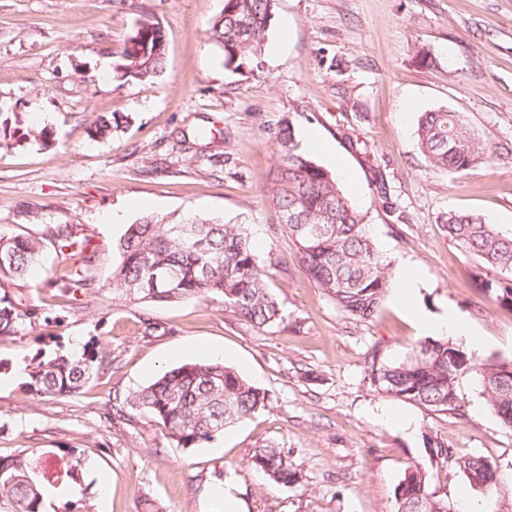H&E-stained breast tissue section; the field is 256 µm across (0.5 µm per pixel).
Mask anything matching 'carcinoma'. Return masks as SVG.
<instances>
[{
	"label": "carcinoma",
	"mask_w": 512,
	"mask_h": 512,
	"mask_svg": "<svg viewBox=\"0 0 512 512\" xmlns=\"http://www.w3.org/2000/svg\"><path fill=\"white\" fill-rule=\"evenodd\" d=\"M275 0H224L221 13L210 21L212 40L226 66L252 63L264 51ZM128 42L144 50L134 60L127 47L115 72L128 81H151L163 69L166 38L160 23L137 22ZM418 145L429 167L461 171L489 154L487 145L471 132L463 117L444 109L425 112L418 128ZM268 198L282 217L276 230L292 238L305 278L327 294L343 312L358 319L378 314L392 281V265L376 250L363 215L344 194L335 175L318 165L293 134L279 136L278 157L269 177ZM296 222L288 223V214ZM448 237L482 267L512 274V233L505 234L481 217L448 211L440 217ZM50 238L71 262L63 295L75 293L92 280L90 240L74 224L50 228ZM120 262L112 274V294L131 303L165 305L195 295L222 298L258 328L283 320L282 310L266 284V269L251 247L246 224H225L196 217L147 215L128 225L116 245ZM43 240L35 236L0 234V341L16 335L42 316L43 308L23 300L15 289L39 263ZM112 364L104 343L86 345L80 356L58 354L34 364L24 386L38 397H65L77 392L93 375ZM474 373L501 423L512 429V362L467 353L450 339H426L402 362H389L373 351L369 380L375 390L393 399L433 411L458 413L461 377ZM268 392L242 378L222 360L188 362L173 367L150 384L112 404L119 419L134 413L157 421L182 448H200L224 433L226 426L247 420L269 406ZM471 471L470 484L487 489L499 481L497 469L480 456L456 459ZM249 464L282 485L296 484L301 474L281 448L254 449ZM81 459L47 479L51 485L77 482ZM40 455L23 451L0 459V498L13 512H43L35 481ZM397 512H448V501L430 490L425 470L410 466L397 489Z\"/></svg>",
	"instance_id": "cac0c4a2"
}]
</instances>
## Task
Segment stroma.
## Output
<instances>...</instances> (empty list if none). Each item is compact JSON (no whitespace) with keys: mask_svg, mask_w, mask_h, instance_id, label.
<instances>
[{"mask_svg":"<svg viewBox=\"0 0 512 512\" xmlns=\"http://www.w3.org/2000/svg\"><path fill=\"white\" fill-rule=\"evenodd\" d=\"M224 0H0V111L26 137L0 149V233L44 238L40 265L18 293L44 318L0 342V457L24 449L79 469L81 512H396L407 467L426 468L432 491L480 512H512V429L491 410L475 375L460 379L461 414L379 394L368 379L372 351L407 358L426 336L393 299L372 319L341 311L303 276L297 248L278 232L267 195L276 137L324 142L315 161L347 170L341 186L365 214L394 285L415 275L417 306L453 311L483 338L480 359L512 361V305L485 293L512 277L481 269L448 238L438 217L454 210L512 230V0H276L257 64L234 70L210 38ZM166 35L164 69L150 82L101 75L117 62L138 20ZM460 113L492 152L448 172L431 169L416 135L421 113ZM124 115L111 137L91 130ZM361 147L352 150L349 138ZM382 173L389 187L373 185ZM146 215H192L249 225L253 248L283 321L256 328L214 296L167 305L113 298L121 230ZM76 224L93 239L94 282L69 299L46 288L64 272L47 238ZM159 325L141 334V316ZM107 343L112 365L78 392L39 398L23 387L27 364ZM225 357L268 409L226 427L201 448H181L164 426L112 417L115 396L188 360ZM413 423L412 430L402 421ZM479 455L498 469L492 490L471 486L457 461H433L428 439ZM284 449L303 479L282 486L251 468L253 449Z\"/></svg>","mask_w":512,"mask_h":512,"instance_id":"obj_1","label":"stroma"}]
</instances>
